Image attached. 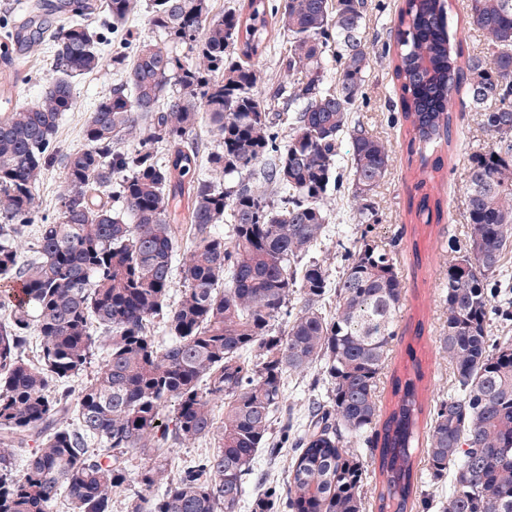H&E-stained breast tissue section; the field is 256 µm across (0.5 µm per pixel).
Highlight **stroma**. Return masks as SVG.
<instances>
[{
    "label": "stroma",
    "instance_id": "35a3bbf8",
    "mask_svg": "<svg viewBox=\"0 0 512 512\" xmlns=\"http://www.w3.org/2000/svg\"><path fill=\"white\" fill-rule=\"evenodd\" d=\"M149 0H139L137 9L119 31L105 25L103 15L94 14L88 19L90 26L106 44L107 53L124 50L126 45L143 41L159 42L157 33L149 29L146 10ZM405 0H367L365 41L371 51V69L364 88V95L351 114L353 123L370 130L387 142L391 162L385 181L374 197L378 212L376 234L382 241H397L403 264L406 297L397 315L398 340L392 344L387 365L390 370L399 368L405 357L407 328L423 322L424 337L418 346L426 367L427 376L422 383L421 398L426 408L446 397L452 387V369L447 357L438 350L437 336L445 319L443 285L448 271L451 247L464 246L467 239L466 184L467 168L464 155L467 151L484 145L487 134L482 116L468 106L463 95L452 100V112L461 133L455 149L440 145L435 155L445 156L447 162L439 177L432 184L431 193L442 202L440 223L431 225L424 234L414 235V221L408 212V200L415 196L418 166L408 160L407 139L401 125V109L395 92L391 61L396 54L394 27ZM23 64L25 81L16 106H30L38 102L45 87L54 76L52 54L46 46L35 48ZM115 71L105 70L81 77L74 82V95L78 102L75 111L65 113L58 131L62 148L83 146L82 127L88 114L101 97L107 95L115 82ZM325 207L331 218L329 237L316 250L317 258L327 260L330 267H337L340 245L348 244L354 223L347 193L329 194ZM418 241L420 256H413L411 241Z\"/></svg>",
    "mask_w": 512,
    "mask_h": 512
}]
</instances>
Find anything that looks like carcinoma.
Segmentation results:
<instances>
[{"label":"carcinoma","instance_id":"cac0c4a2","mask_svg":"<svg viewBox=\"0 0 512 512\" xmlns=\"http://www.w3.org/2000/svg\"><path fill=\"white\" fill-rule=\"evenodd\" d=\"M136 4L102 8L119 25ZM466 8L487 38L484 54L451 41L440 0H406L395 32L392 80L422 174L417 223L441 218L428 184L443 164L425 150L451 139L453 95L481 113L488 135L468 154L467 242L451 248L443 291L438 342L455 387L429 411L421 462L431 482L451 479L441 512H512V342L491 335L492 285L512 248V0ZM147 22L166 45L112 56L125 79L89 112L83 147L64 153L57 141L76 107L74 80L105 61L80 16L39 37L56 71L40 100L0 114V280L24 291L17 303L0 297V512H53L61 496L70 512H112L118 491L126 512H238L258 451L274 462L289 443L287 483L258 480L253 512H364L355 445L379 451L378 512H430L429 497L414 492L424 373L412 346L403 375L391 376L396 404L379 405L406 290L397 253L374 233L389 149L350 126L370 71L365 0H283L274 10L244 0L221 16L208 0H150ZM273 22L287 37L288 80L261 98L250 60L271 50ZM280 100L292 112L282 139L272 112ZM204 120L220 138L207 153L196 138ZM344 137L356 224L333 279L311 252L329 224L324 200L340 186ZM57 163L58 217L35 226L36 182ZM225 220L228 236L216 230ZM182 238L190 249L179 264ZM330 292L332 317L322 312ZM97 328L108 347L93 378L75 394L58 391L97 358ZM33 338L40 354L30 359ZM312 365L325 394L310 399L298 430L285 377ZM206 439L216 449L172 478L161 461L134 477L127 469L125 456L148 446ZM30 441L37 447L16 475Z\"/></svg>","mask_w":512,"mask_h":512}]
</instances>
